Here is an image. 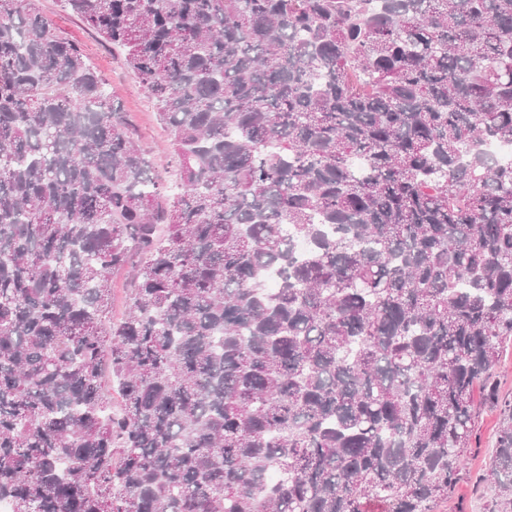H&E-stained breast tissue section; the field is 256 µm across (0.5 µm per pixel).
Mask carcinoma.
Returning <instances> with one entry per match:
<instances>
[{
    "label": "carcinoma",
    "mask_w": 512,
    "mask_h": 512,
    "mask_svg": "<svg viewBox=\"0 0 512 512\" xmlns=\"http://www.w3.org/2000/svg\"><path fill=\"white\" fill-rule=\"evenodd\" d=\"M65 2L180 191L81 47L0 0V501L435 512L512 337V168L479 150L512 142V0ZM488 480L512 512V409ZM35 3L41 12L55 21L62 37L86 50L91 65L109 83L121 112H126L138 144L149 154L155 168L175 185V164L169 150L170 130L159 121L154 102L126 65L123 52L102 41L79 17L66 10L61 0H36ZM112 288V321L123 319L128 310L127 289L129 288L130 278L127 272L113 275L111 277Z\"/></svg>",
    "instance_id": "obj_1"
}]
</instances>
